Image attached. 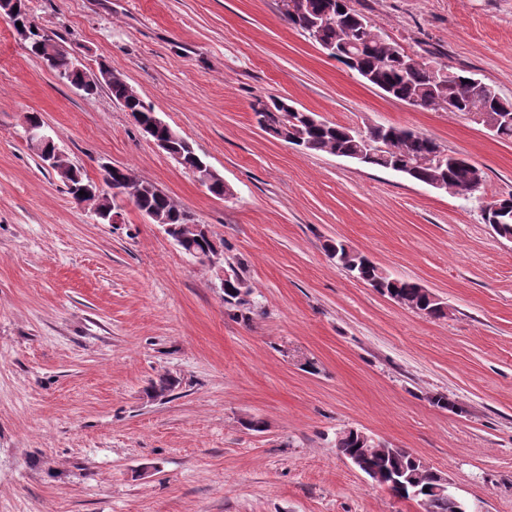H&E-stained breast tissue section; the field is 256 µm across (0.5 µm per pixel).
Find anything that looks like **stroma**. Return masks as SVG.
Listing matches in <instances>:
<instances>
[{
    "label": "stroma",
    "instance_id": "stroma-1",
    "mask_svg": "<svg viewBox=\"0 0 512 512\" xmlns=\"http://www.w3.org/2000/svg\"><path fill=\"white\" fill-rule=\"evenodd\" d=\"M26 4L88 70L121 73L234 196L159 150L107 88L57 82L0 16V512H424L337 453L350 428L407 449L481 512H512V242L477 202L297 149L252 106L279 97L329 123L426 134L483 170L488 201L512 195V141L388 97L279 0ZM350 4L512 100V0ZM31 114L88 178L129 168L206 226L248 304L225 305L219 270L134 206L98 223L28 149ZM331 240L421 283L447 318L348 275ZM162 374L178 384L156 397Z\"/></svg>",
    "mask_w": 512,
    "mask_h": 512
}]
</instances>
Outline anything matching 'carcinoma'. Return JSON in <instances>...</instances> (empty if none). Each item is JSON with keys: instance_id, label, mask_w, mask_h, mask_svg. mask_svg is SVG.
Wrapping results in <instances>:
<instances>
[{"instance_id": "1", "label": "carcinoma", "mask_w": 512, "mask_h": 512, "mask_svg": "<svg viewBox=\"0 0 512 512\" xmlns=\"http://www.w3.org/2000/svg\"><path fill=\"white\" fill-rule=\"evenodd\" d=\"M302 14L295 17L286 14L288 22L301 32H306L308 17L323 12L331 0H300ZM339 9V21L335 25L325 27L315 39L317 44L339 45L344 43L350 52L355 54L358 74L371 76L369 83L389 97L403 101H417L421 110L439 111L438 99L448 101L447 112H459L470 115L483 113L493 118L501 117L493 136L503 140H512V122L504 120L512 114V100L500 96L494 86L477 81L467 84L474 77L453 71L446 66H431L425 61L417 64L404 65L392 55V42L389 40H369L362 42L358 34L357 19L362 14L354 10L349 0L336 4ZM49 68L57 73L70 74L69 85L74 86L83 80L81 73L74 71L72 59L63 50L58 49L48 59ZM260 125L272 127L278 139L289 144L293 143L298 133H303L299 147L315 152H324L340 157H349L361 147V141L355 131L337 124L324 123L320 126L302 125L299 118L283 108V100L268 98L264 101L263 110L255 111ZM375 136L386 141L388 150L370 157L365 165L391 169L418 181L422 177H440L448 185V191L462 196H472L480 189L473 182L469 168L443 164L438 169L423 168L416 165L417 159L430 154L438 142L414 130L394 126L380 125L370 129ZM176 152L180 153L184 168L193 170L204 162L188 140L174 142ZM495 208L489 210V216L499 220L497 235L512 239V197L497 199ZM138 209H148L167 216L171 223L181 227V235L185 244L184 251L194 249L206 251L210 241L199 237L195 224L187 214L163 191L157 190L154 183H142V192L136 203ZM325 250L336 265L350 276L357 278L373 288L387 290L401 303L416 308L423 314L441 319L447 317L443 309L444 303L433 299L422 285L405 279L393 278L365 255L350 249L341 242L326 244ZM251 294V287L239 273L224 284V302L230 306L243 305L246 297ZM338 452L348 458L364 456L367 467L381 475L387 483H398L404 486L407 493H417L415 500L420 502L425 512H448V495L439 491V482L435 470L426 467L422 461L403 448H368L361 443L359 433L349 429L340 432L336 437Z\"/></svg>"}]
</instances>
